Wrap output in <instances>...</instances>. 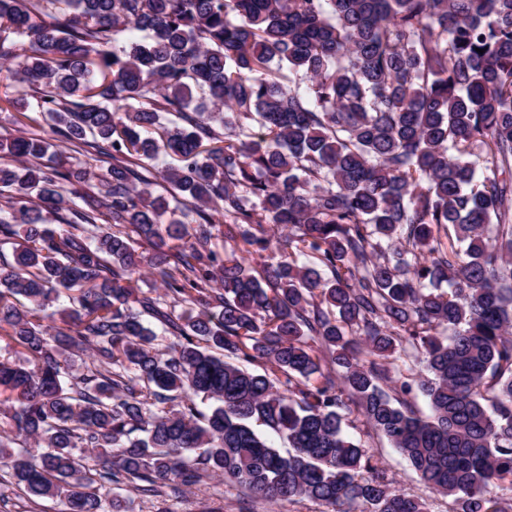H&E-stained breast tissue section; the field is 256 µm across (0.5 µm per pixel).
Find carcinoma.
I'll use <instances>...</instances> for the list:
<instances>
[{"mask_svg": "<svg viewBox=\"0 0 512 512\" xmlns=\"http://www.w3.org/2000/svg\"><path fill=\"white\" fill-rule=\"evenodd\" d=\"M3 103L70 155L0 137V481L426 512L355 407L457 512H505L512 0H0ZM349 434L373 454V464L383 470L393 487L424 499L428 512H455L454 497L431 492L420 480L407 460L390 443L365 422L356 421Z\"/></svg>", "mask_w": 512, "mask_h": 512, "instance_id": "carcinoma-1", "label": "carcinoma"}]
</instances>
